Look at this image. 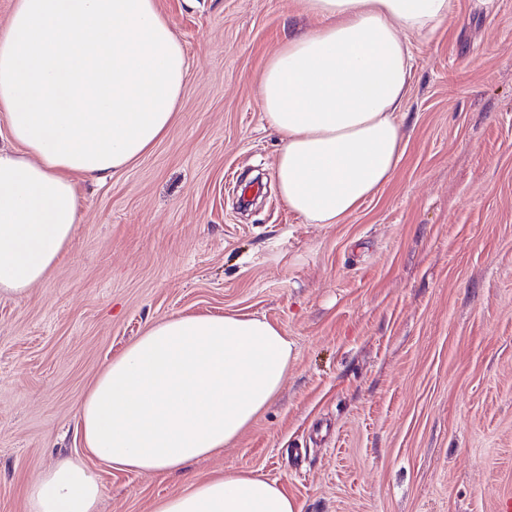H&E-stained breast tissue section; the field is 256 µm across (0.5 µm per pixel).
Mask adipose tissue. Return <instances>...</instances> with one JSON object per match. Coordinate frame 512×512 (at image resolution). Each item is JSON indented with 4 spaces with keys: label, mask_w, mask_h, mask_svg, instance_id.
<instances>
[{
    "label": "adipose tissue",
    "mask_w": 512,
    "mask_h": 512,
    "mask_svg": "<svg viewBox=\"0 0 512 512\" xmlns=\"http://www.w3.org/2000/svg\"><path fill=\"white\" fill-rule=\"evenodd\" d=\"M257 78L280 137L276 181L308 224H338L389 184L405 155L409 35L447 22L453 0H303ZM190 73L156 0H13L0 25V295L45 281L81 219L73 177L102 182L170 129ZM292 345L247 315H175L105 364L78 429L102 463L166 473L241 436L279 393ZM97 472L65 459L27 492V512H96ZM153 512H298L275 481L226 471Z\"/></svg>",
    "instance_id": "obj_1"
}]
</instances>
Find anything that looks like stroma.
Listing matches in <instances>:
<instances>
[{
  "mask_svg": "<svg viewBox=\"0 0 512 512\" xmlns=\"http://www.w3.org/2000/svg\"><path fill=\"white\" fill-rule=\"evenodd\" d=\"M190 75L168 134L75 187L57 266L0 296V512L82 454L77 408L102 367L174 315L266 318L292 343L277 398L177 473L87 464L98 512L228 470L299 512H500L512 498V0H453L411 37L408 142L392 181L341 224L280 198L256 78L301 0H156Z\"/></svg>",
  "mask_w": 512,
  "mask_h": 512,
  "instance_id": "35a3bbf8",
  "label": "stroma"
}]
</instances>
